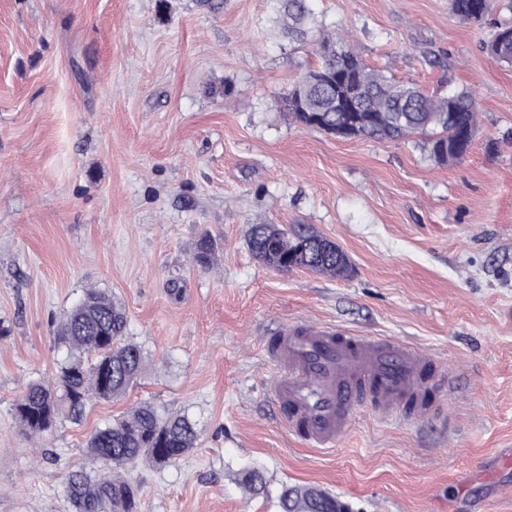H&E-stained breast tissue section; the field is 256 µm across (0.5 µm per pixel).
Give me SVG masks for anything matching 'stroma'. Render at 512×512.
I'll return each mask as SVG.
<instances>
[{"label":"stroma","instance_id":"1","mask_svg":"<svg viewBox=\"0 0 512 512\" xmlns=\"http://www.w3.org/2000/svg\"><path fill=\"white\" fill-rule=\"evenodd\" d=\"M370 65L432 92L475 91L469 153L434 163L421 136L340 138L275 104L315 61L276 0H0V512H71L90 433L149 402L201 433L135 473L140 512H279L282 485L350 512H512V67L448 0H315ZM437 64H430V57ZM254 224H307L347 276L281 271ZM210 237L207 263L196 260ZM111 294L147 366L125 398L37 441L12 413L56 369L54 336L87 289ZM295 321L389 336L434 358L448 419L358 411L337 447L292 437L262 346ZM258 468L268 491L252 494Z\"/></svg>","mask_w":512,"mask_h":512}]
</instances>
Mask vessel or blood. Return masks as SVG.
<instances>
[{"label": "vessel or blood", "instance_id": "vessel-or-blood-1", "mask_svg": "<svg viewBox=\"0 0 512 512\" xmlns=\"http://www.w3.org/2000/svg\"><path fill=\"white\" fill-rule=\"evenodd\" d=\"M264 353L277 374L273 403L289 433L308 447L334 448L362 407L381 422L437 411L425 376L434 361L411 345L292 322L265 344Z\"/></svg>", "mask_w": 512, "mask_h": 512}]
</instances>
